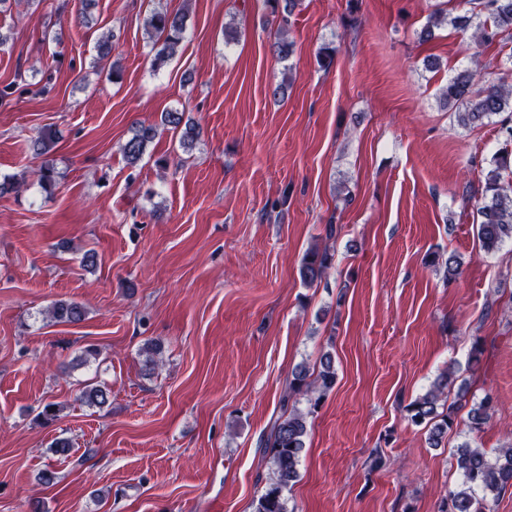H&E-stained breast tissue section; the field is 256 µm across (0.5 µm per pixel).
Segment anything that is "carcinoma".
<instances>
[{
    "instance_id": "cac0c4a2",
    "label": "carcinoma",
    "mask_w": 512,
    "mask_h": 512,
    "mask_svg": "<svg viewBox=\"0 0 512 512\" xmlns=\"http://www.w3.org/2000/svg\"><path fill=\"white\" fill-rule=\"evenodd\" d=\"M271 14L288 22L300 0H266ZM471 9L453 17L446 13L431 16L428 24L419 32V38L427 41L434 35V28L446 24L455 29L472 30V37L480 45H490L496 41L512 40V0H470ZM145 26L152 38L151 67L163 68L173 59L186 38V16L171 13L159 7L145 20ZM279 35L271 44L273 54L284 61L292 53V45L278 28ZM477 71L464 69L448 80L442 91V104L456 112L457 121L462 126H479L494 116L506 114L500 120L506 127L512 141V84L489 83L475 88ZM161 124L181 132L180 144L185 149L192 148L201 136L200 127L185 113L165 112ZM158 135L155 124H139L133 128L132 136L122 145L127 165L135 167L142 160L148 146ZM56 141V133L45 129L31 138L30 149L35 156L43 158L41 164L31 171L37 182L45 190L54 187L56 171L49 159V153ZM480 218L478 238L483 251L490 253L507 239L512 240V150L503 148L493 159L491 168L485 175L484 195L477 208ZM334 264V253L329 248H314L306 252L302 259L300 275L307 285H313L327 273ZM53 318L61 323L77 324L84 320L85 309L72 301H59L52 310ZM336 380L334 361L330 354L321 357L320 368L310 374L305 366L296 368L288 379L283 396L289 402L297 395L323 396ZM448 386L444 376L425 394L406 406L408 419L415 425L429 426L428 440L435 447H441L448 437V431L458 426L453 406L439 410V400ZM81 399L89 406L101 407L108 402V390L100 385H87L81 392ZM496 412L491 395L487 394L474 404L465 421L466 432L478 434ZM308 434L303 414L291 412L276 421L270 433L261 442L264 454L268 456L272 469L264 492L255 502L254 512H288L283 492L298 476V466L305 449ZM454 464L461 476V483L448 490V497L440 512H492L490 500L512 489V446L501 448L495 456L470 442L458 446L454 453Z\"/></svg>"
}]
</instances>
